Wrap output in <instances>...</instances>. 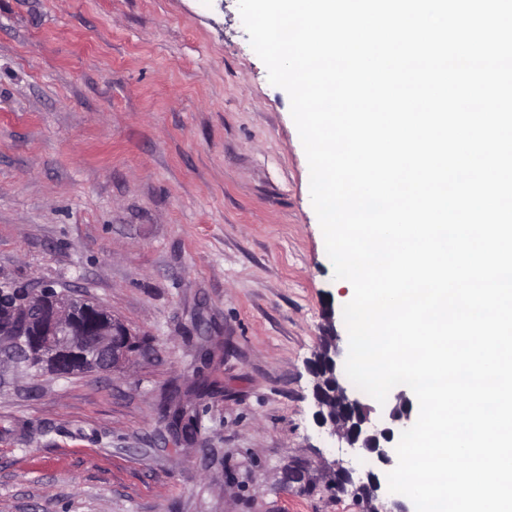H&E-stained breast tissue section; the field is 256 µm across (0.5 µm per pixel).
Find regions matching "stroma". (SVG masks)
<instances>
[{"label": "stroma", "mask_w": 512, "mask_h": 512, "mask_svg": "<svg viewBox=\"0 0 512 512\" xmlns=\"http://www.w3.org/2000/svg\"><path fill=\"white\" fill-rule=\"evenodd\" d=\"M0 279L81 290L140 344L116 372H5L0 512H358L282 482L311 445L370 457L314 421L350 296L238 0H0Z\"/></svg>", "instance_id": "35a3bbf8"}]
</instances>
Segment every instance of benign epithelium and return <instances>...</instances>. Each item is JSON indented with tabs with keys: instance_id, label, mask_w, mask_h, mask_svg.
<instances>
[{
	"instance_id": "obj_1",
	"label": "benign epithelium",
	"mask_w": 512,
	"mask_h": 512,
	"mask_svg": "<svg viewBox=\"0 0 512 512\" xmlns=\"http://www.w3.org/2000/svg\"><path fill=\"white\" fill-rule=\"evenodd\" d=\"M30 291L31 301L13 311L25 322L22 335L0 339V367L16 365L25 356L44 369L81 364L89 372L118 370L129 361L130 330L99 302L75 290L58 292L47 283ZM339 340L336 329L330 328L311 362L316 425L328 437L366 451L382 466H391L400 433L374 424L367 407L345 382ZM315 456L316 462L299 459L288 465L284 481L303 490L322 489L338 498L350 496L361 512H378L368 502L380 499L390 503L388 512H410L404 501L382 491L378 473L330 463L318 449Z\"/></svg>"
}]
</instances>
